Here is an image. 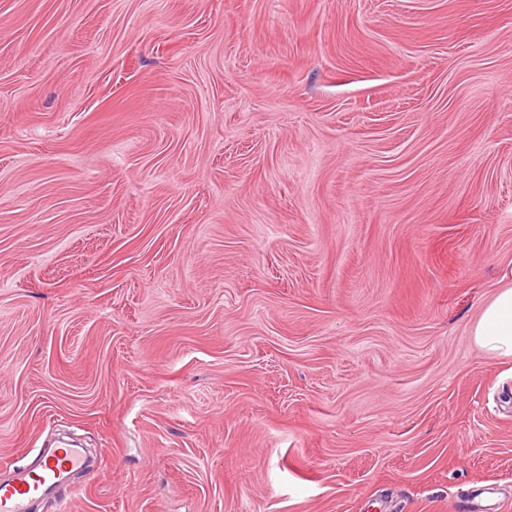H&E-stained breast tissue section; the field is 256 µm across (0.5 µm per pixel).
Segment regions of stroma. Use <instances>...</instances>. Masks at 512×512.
I'll return each mask as SVG.
<instances>
[{
  "instance_id": "stroma-1",
  "label": "stroma",
  "mask_w": 512,
  "mask_h": 512,
  "mask_svg": "<svg viewBox=\"0 0 512 512\" xmlns=\"http://www.w3.org/2000/svg\"><path fill=\"white\" fill-rule=\"evenodd\" d=\"M512 0H0V475L71 512H512ZM508 281L482 307L471 327L477 349L494 358H512V270L503 273ZM511 282V284H510ZM78 469L91 471L84 454L74 444L42 452L37 473L20 472L14 479L0 483V512H30L35 501L61 490L65 494L55 500L56 510L69 511L67 498L72 500L79 490L67 489V480Z\"/></svg>"
}]
</instances>
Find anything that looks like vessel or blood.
I'll return each mask as SVG.
<instances>
[{
    "label": "vessel or blood",
    "instance_id": "b4317fda",
    "mask_svg": "<svg viewBox=\"0 0 512 512\" xmlns=\"http://www.w3.org/2000/svg\"><path fill=\"white\" fill-rule=\"evenodd\" d=\"M88 467L84 454L72 444L42 452L37 473L22 472L0 483V512H30L35 501L50 495L56 498L57 512H64L67 500L78 494L67 485L70 473Z\"/></svg>",
    "mask_w": 512,
    "mask_h": 512
}]
</instances>
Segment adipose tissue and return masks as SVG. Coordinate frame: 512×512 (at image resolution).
I'll return each instance as SVG.
<instances>
[{
	"mask_svg": "<svg viewBox=\"0 0 512 512\" xmlns=\"http://www.w3.org/2000/svg\"><path fill=\"white\" fill-rule=\"evenodd\" d=\"M504 285L482 307L471 327L477 349L495 358H512V270L503 273Z\"/></svg>",
	"mask_w": 512,
	"mask_h": 512,
	"instance_id": "adipose-tissue-1",
	"label": "adipose tissue"
}]
</instances>
